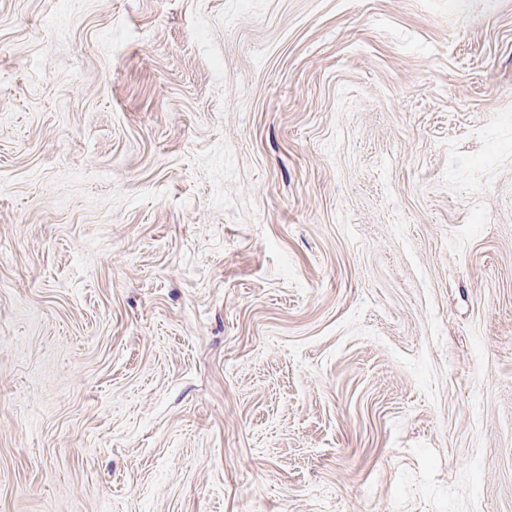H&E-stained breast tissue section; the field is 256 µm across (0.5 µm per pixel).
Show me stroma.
<instances>
[{
  "label": "stroma",
  "instance_id": "stroma-1",
  "mask_svg": "<svg viewBox=\"0 0 512 512\" xmlns=\"http://www.w3.org/2000/svg\"><path fill=\"white\" fill-rule=\"evenodd\" d=\"M0 512H512V0H0Z\"/></svg>",
  "mask_w": 512,
  "mask_h": 512
}]
</instances>
